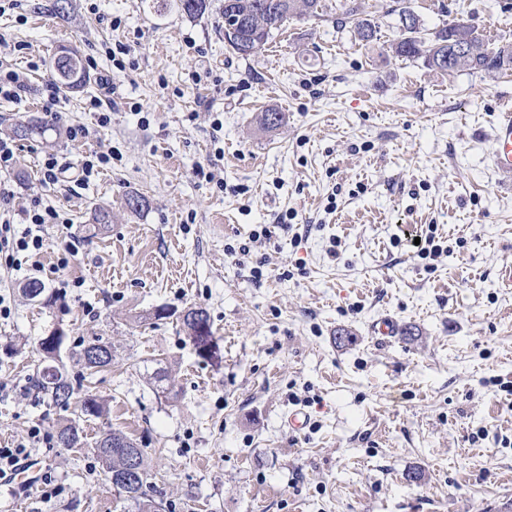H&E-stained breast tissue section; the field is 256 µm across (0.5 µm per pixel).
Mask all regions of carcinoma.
Segmentation results:
<instances>
[{"label": "carcinoma", "instance_id": "obj_1", "mask_svg": "<svg viewBox=\"0 0 512 512\" xmlns=\"http://www.w3.org/2000/svg\"><path fill=\"white\" fill-rule=\"evenodd\" d=\"M199 5L192 7L190 0H176L177 8L190 19L201 17L208 8V0H198ZM231 8L238 14L251 17L252 25L248 30L235 29L224 32V44L232 53L245 58L257 54L274 31L291 17H317L323 13L322 0H283L281 10L275 16L268 15L265 4L269 0H231ZM413 10L405 6L399 9L398 38L391 44L393 54L406 58H425L427 64L442 73L470 70L484 73H499L512 70V40L503 39L497 43L485 42L482 35L470 24L457 20L443 26L435 32L427 33L421 28L420 20L414 25H405V17ZM336 23H351L354 32L361 42H371L376 33L375 24L371 19L362 16L358 0H336ZM462 35L466 48L456 54L453 50V37ZM52 71L56 81L65 89L72 90L86 86L89 75L78 51L63 47L54 57ZM15 136L23 140L41 139L48 143L58 135L54 126L38 121L28 120L15 124L12 129ZM203 318L206 326L203 335L211 339L212 331L207 312L202 308L192 307L183 315L182 327L192 332L196 329L195 318ZM66 336L59 334L57 340L44 337L40 343V351L50 360V364L37 370L39 388L49 396L56 405L67 409L74 395L72 379L61 370L59 362L65 348ZM103 344L101 338L89 342H81L78 361L82 363L81 379L112 364V358L105 360L93 359L90 351ZM80 440L79 429L73 424L65 425L57 432V441L67 447H75ZM133 447V441L120 432H112L96 442L95 453L106 465L107 473H120L126 449ZM150 474L145 458H140L138 476L129 484L118 487L119 494L132 503L137 512H159L154 498L147 493L150 487Z\"/></svg>", "mask_w": 512, "mask_h": 512}]
</instances>
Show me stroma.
Returning a JSON list of instances; mask_svg holds the SVG:
<instances>
[{
  "label": "stroma",
  "instance_id": "stroma-1",
  "mask_svg": "<svg viewBox=\"0 0 512 512\" xmlns=\"http://www.w3.org/2000/svg\"><path fill=\"white\" fill-rule=\"evenodd\" d=\"M0 0V71L25 92L0 99V132L44 116L60 48L94 56L98 76L59 91L62 123L96 128L84 143L19 142L0 172L22 208L54 207L35 275L0 268V448L30 426L59 487L0 492V512H135L94 452L116 431L143 448L164 512H504L512 503V189L491 166V125L512 103V73L432 70L390 51L399 0H361L376 25L363 44L322 16L288 20L243 59L224 46V0L204 16L154 0ZM428 31L461 19L488 41L512 39V0H410ZM115 77L111 121L89 101ZM282 112L274 130L262 112ZM67 170L40 180L45 148ZM112 163L79 184L85 156ZM204 176H197V169ZM214 173L207 182L206 173ZM146 205L130 212L125 200ZM111 212L108 229L96 209ZM269 228L270 238L251 242ZM78 252L58 259L67 239ZM441 245L419 257V242ZM248 253H240V246ZM261 268L254 278L253 268ZM52 294L27 301L30 278ZM209 314L216 353L200 357L180 314ZM169 317L158 320L156 309ZM389 316L398 336H374ZM99 337L110 368L76 386L108 413L75 416L36 386L39 344ZM309 423L289 431L291 410ZM75 419L78 445L54 439Z\"/></svg>",
  "mask_w": 512,
  "mask_h": 512
}]
</instances>
